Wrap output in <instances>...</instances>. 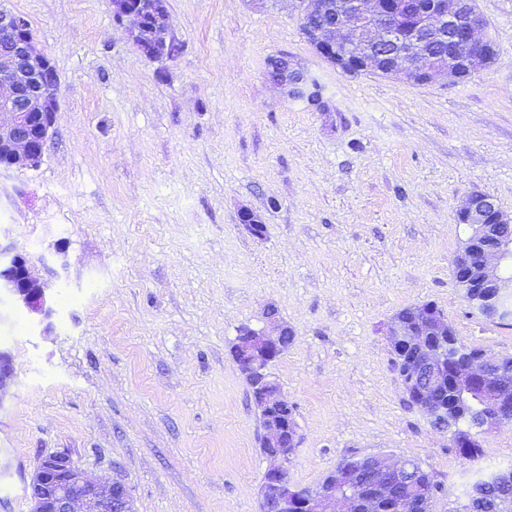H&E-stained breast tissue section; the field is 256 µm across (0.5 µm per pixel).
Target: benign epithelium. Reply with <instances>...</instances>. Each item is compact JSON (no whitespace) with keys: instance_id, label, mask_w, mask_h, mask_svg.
<instances>
[{"instance_id":"benign-epithelium-1","label":"benign epithelium","mask_w":512,"mask_h":512,"mask_svg":"<svg viewBox=\"0 0 512 512\" xmlns=\"http://www.w3.org/2000/svg\"><path fill=\"white\" fill-rule=\"evenodd\" d=\"M299 20L321 56L337 68L374 71L406 82L415 75L432 81L455 80L461 69L471 72L492 63L488 41L477 37L483 19L471 0H349L345 10L335 12L332 0H293ZM119 17L141 54L160 60L174 53L169 38V16L161 11L159 0H115ZM455 43L453 54L442 57L425 52L426 36ZM275 61L288 67L291 77L275 78L294 98L318 100L309 91L305 71L286 56ZM59 79L50 58L41 51L30 33L27 19L7 8H0V165L6 168H35L42 161L54 113L49 92ZM457 220L470 228L462 250L454 258V278L460 287L474 288L478 300L505 320L512 319V216L484 193H470L457 210ZM241 222L255 236L265 233L260 217L245 210ZM13 299L29 312L48 319L53 314L48 284L32 272L30 260L0 245V295ZM426 335L442 339L448 335V321L433 309L424 317ZM390 343L414 345L412 329L394 323L388 327ZM294 339L288 326L265 315L259 329L246 327L240 333L232 356L241 371L253 381L256 400L265 408L281 406L280 388L273 387L268 367ZM422 359L417 369L429 376L425 385L414 390L418 403L431 404L430 396L440 378L441 364L420 347ZM461 384L480 385L484 411L473 415L483 427L489 420L512 412V373L501 359L480 351L460 373ZM297 426L270 416L264 428L266 456L279 461L264 475L260 512H369L384 501L388 506L401 502L394 475L406 471L410 463L390 457L371 456L365 464L369 481L360 483L361 472L347 470L334 480L353 485L356 491L336 499V488L325 490L311 502L288 498L293 490L288 474V455L296 442ZM28 512H135L131 495L119 481L103 478L91 481L66 453L43 456L29 483Z\"/></svg>"}]
</instances>
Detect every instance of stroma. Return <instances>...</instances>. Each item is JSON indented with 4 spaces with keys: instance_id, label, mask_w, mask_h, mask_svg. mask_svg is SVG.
<instances>
[{
    "instance_id": "obj_1",
    "label": "stroma",
    "mask_w": 512,
    "mask_h": 512,
    "mask_svg": "<svg viewBox=\"0 0 512 512\" xmlns=\"http://www.w3.org/2000/svg\"><path fill=\"white\" fill-rule=\"evenodd\" d=\"M0 6L59 77L40 165L0 169V243L59 270L51 331L0 298V512H28L55 452L124 483L135 512H260L270 462L230 349L269 306L294 334L270 367L295 411L293 483L390 454L431 471L434 512H453L512 466V426L482 434L481 460L449 450L407 403L386 338L429 302L464 343L512 355V326L470 307L451 266L468 194L512 215V0H476L489 67L421 85L337 69L291 0H167L177 50L159 61L114 0ZM281 55L321 105L270 81Z\"/></svg>"
}]
</instances>
